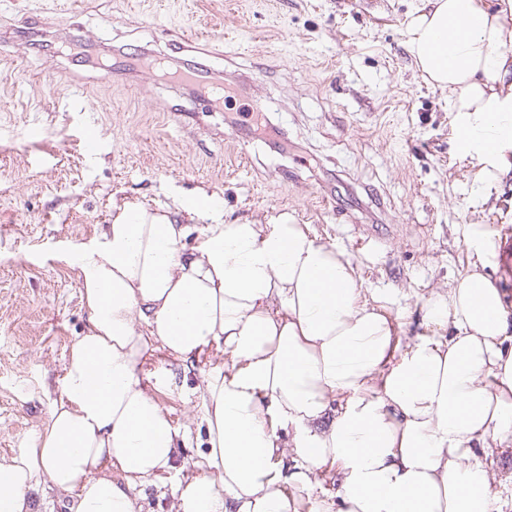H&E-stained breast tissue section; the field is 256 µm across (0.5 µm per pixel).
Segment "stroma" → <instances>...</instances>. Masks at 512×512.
Returning a JSON list of instances; mask_svg holds the SVG:
<instances>
[{
    "label": "stroma",
    "instance_id": "1",
    "mask_svg": "<svg viewBox=\"0 0 512 512\" xmlns=\"http://www.w3.org/2000/svg\"><path fill=\"white\" fill-rule=\"evenodd\" d=\"M419 2L0 0V457L44 422L87 327L72 247L127 202L203 194L227 223L288 213L345 254L363 298L421 332V297L467 271L471 234L512 227V172L485 184L459 149L447 91L408 51ZM206 26L224 54L200 64L246 94L198 112L141 60L186 65L176 40ZM90 42L111 77L88 64ZM252 106L269 135L233 125ZM149 369L171 379L157 397L190 433L176 463L197 459L201 363Z\"/></svg>",
    "mask_w": 512,
    "mask_h": 512
}]
</instances>
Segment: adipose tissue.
Segmentation results:
<instances>
[{
    "mask_svg": "<svg viewBox=\"0 0 512 512\" xmlns=\"http://www.w3.org/2000/svg\"><path fill=\"white\" fill-rule=\"evenodd\" d=\"M512 0H423L407 25L421 72L448 90L463 151L512 171ZM125 204L74 245L88 328L71 344L45 422L0 461V512H141L136 485L174 467L188 439L145 382L157 352L205 360L203 451L171 512H503L491 489L512 449V310L484 272L492 243L422 304L407 337L355 269L308 225L199 224ZM197 236L185 249L183 242Z\"/></svg>",
    "mask_w": 512,
    "mask_h": 512,
    "instance_id": "obj_1",
    "label": "adipose tissue"
}]
</instances>
